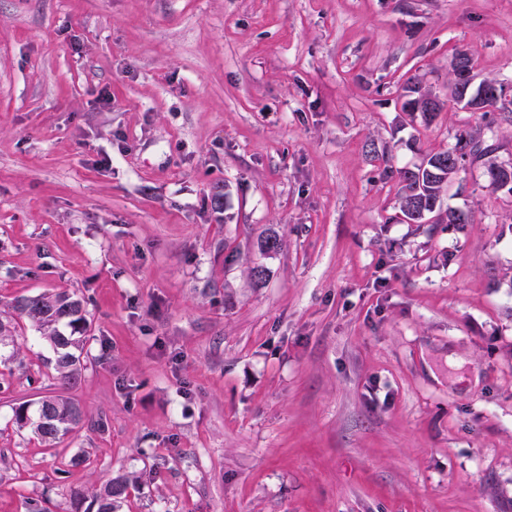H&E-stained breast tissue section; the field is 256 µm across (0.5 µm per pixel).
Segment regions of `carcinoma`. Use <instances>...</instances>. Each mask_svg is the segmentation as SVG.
<instances>
[{
  "instance_id": "cac0c4a2",
  "label": "carcinoma",
  "mask_w": 512,
  "mask_h": 512,
  "mask_svg": "<svg viewBox=\"0 0 512 512\" xmlns=\"http://www.w3.org/2000/svg\"><path fill=\"white\" fill-rule=\"evenodd\" d=\"M403 91V111L420 117L425 124L433 120L435 112H428L420 106L424 99H432L436 109L444 108V101L423 89L417 79L407 81ZM493 134L491 126L480 127L474 132L459 135L454 146L428 154L412 168H388V176L396 181L399 212L407 223L423 224L431 214L441 209L449 185L467 164L484 167L490 185H496L492 166L483 161L484 157L497 150L492 144ZM8 308L27 319L49 342L55 355L53 368L58 385L65 386L81 375L82 344L90 327L83 299L65 291L43 293L17 297L8 304ZM15 416L19 423L32 427L44 442L53 444L83 420L84 412L79 404L58 394L42 399L35 416H29L25 405L16 409ZM127 486L128 479L124 477L109 481L95 495L97 512H114Z\"/></svg>"
}]
</instances>
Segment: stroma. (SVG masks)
I'll return each mask as SVG.
<instances>
[{
  "mask_svg": "<svg viewBox=\"0 0 512 512\" xmlns=\"http://www.w3.org/2000/svg\"><path fill=\"white\" fill-rule=\"evenodd\" d=\"M458 49L512 100V0H0V512H512V199L469 166L406 224L383 176L479 125L402 110ZM55 290L63 391L5 312ZM403 97H405V101L403 103V111L409 114L410 116H419L423 123H430L435 115V112L438 110H442L444 108V101L438 99L434 93L431 94L428 90H423L422 83L418 79H409L407 81L406 86L403 87ZM430 98L433 100V109L432 112H427L424 110L419 104L425 99ZM7 307L27 319L49 342L58 385L65 386L81 375L82 344L91 324L82 298L66 291L43 293L14 298ZM61 325H66L68 334L59 329ZM15 416L19 423L32 427L44 442L53 444L83 420L84 412L79 404L58 394L42 399L34 418L29 416L26 405L19 406ZM128 486V479L118 477L110 480L103 490L95 495V501L98 505L97 512H113L119 499L125 494Z\"/></svg>",
  "mask_w": 512,
  "mask_h": 512,
  "instance_id": "1",
  "label": "stroma"
}]
</instances>
